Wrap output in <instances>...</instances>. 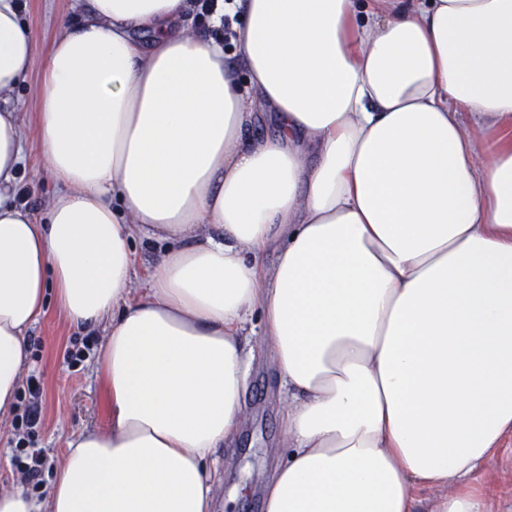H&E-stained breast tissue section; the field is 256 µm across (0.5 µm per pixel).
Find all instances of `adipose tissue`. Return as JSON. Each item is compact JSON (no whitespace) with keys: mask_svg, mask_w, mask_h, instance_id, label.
<instances>
[{"mask_svg":"<svg viewBox=\"0 0 512 512\" xmlns=\"http://www.w3.org/2000/svg\"><path fill=\"white\" fill-rule=\"evenodd\" d=\"M72 8L42 220L11 100L37 43L0 0V415L52 300L104 332L111 423L67 440L47 503L0 512H213L256 311L291 398L264 512H414L419 485L484 512L468 482L512 431V140L487 138L512 125V0H222L236 63L190 0ZM138 238L166 248L135 294Z\"/></svg>","mask_w":512,"mask_h":512,"instance_id":"ef3b65f1","label":"adipose tissue"}]
</instances>
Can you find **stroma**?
I'll use <instances>...</instances> for the list:
<instances>
[{
    "mask_svg": "<svg viewBox=\"0 0 512 512\" xmlns=\"http://www.w3.org/2000/svg\"><path fill=\"white\" fill-rule=\"evenodd\" d=\"M21 18L32 29L38 47L29 79L14 93L21 110L22 131L30 159L20 172L17 194L38 217H46L55 184L38 150L37 114L42 96L41 72L46 49L59 29L72 18L71 0H19ZM83 330L68 327L56 312L29 333L32 363L28 369L42 388L44 422L37 447L65 458V442L78 431L108 427L111 399L105 381L95 373L94 359L70 365L66 350ZM252 350L244 399L242 432L232 447L218 450L219 479L213 488V512H262L263 488L288 442L281 415L288 399L279 389L274 364L263 336L248 337ZM487 512H512V436L480 466L473 483Z\"/></svg>",
    "mask_w": 512,
    "mask_h": 512,
    "instance_id": "obj_1",
    "label": "stroma"
}]
</instances>
